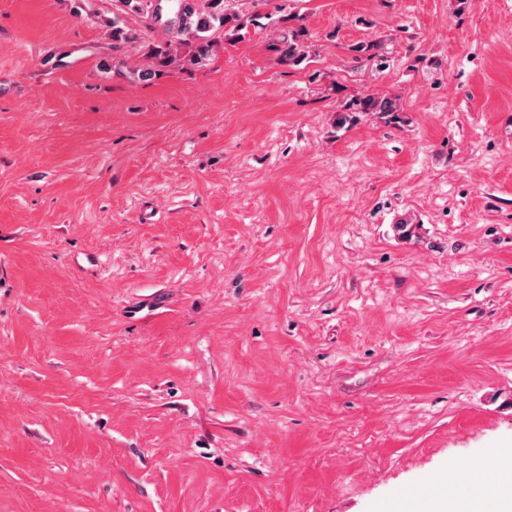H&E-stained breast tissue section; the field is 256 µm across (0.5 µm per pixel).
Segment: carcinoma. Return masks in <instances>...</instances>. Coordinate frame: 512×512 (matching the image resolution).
<instances>
[{
    "label": "carcinoma",
    "instance_id": "carcinoma-1",
    "mask_svg": "<svg viewBox=\"0 0 512 512\" xmlns=\"http://www.w3.org/2000/svg\"><path fill=\"white\" fill-rule=\"evenodd\" d=\"M126 7L144 16L165 31L166 39L150 47L147 63L132 71L139 80L153 79L171 70H182L206 61L217 44L208 32L220 29L224 37L234 38L245 27L242 17L229 10L225 0H176L162 8H153L152 0H124ZM280 65H291L304 59L297 35L278 38L271 44ZM398 116L396 101L389 97L367 94L349 106V111L336 113V127L373 116Z\"/></svg>",
    "mask_w": 512,
    "mask_h": 512
}]
</instances>
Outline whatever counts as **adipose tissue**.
<instances>
[{
  "mask_svg": "<svg viewBox=\"0 0 512 512\" xmlns=\"http://www.w3.org/2000/svg\"><path fill=\"white\" fill-rule=\"evenodd\" d=\"M458 480L455 474L437 479L432 499L417 502L416 512H504L512 502V479L482 480L469 495L454 498L448 490Z\"/></svg>",
  "mask_w": 512,
  "mask_h": 512,
  "instance_id": "ef3b65f1",
  "label": "adipose tissue"
}]
</instances>
